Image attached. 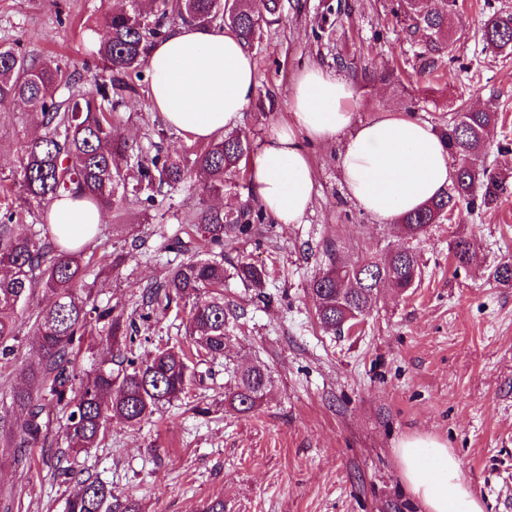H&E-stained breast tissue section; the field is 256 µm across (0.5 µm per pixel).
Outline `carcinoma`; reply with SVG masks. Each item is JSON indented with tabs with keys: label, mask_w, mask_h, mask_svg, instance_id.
I'll use <instances>...</instances> for the list:
<instances>
[{
	"label": "carcinoma",
	"mask_w": 512,
	"mask_h": 512,
	"mask_svg": "<svg viewBox=\"0 0 512 512\" xmlns=\"http://www.w3.org/2000/svg\"><path fill=\"white\" fill-rule=\"evenodd\" d=\"M400 0L396 13L418 36L415 56L421 70L431 72L448 53V0ZM265 14L255 15L252 0H131L130 7L104 19L105 35L98 43L101 75L87 89L63 95L73 76L52 57L36 60L12 47H0V107L21 103L26 119L42 133L22 145L18 181L23 204L41 207L38 224H26L14 212L0 218V354L13 351L18 341L16 318L30 307L37 295L42 301L30 314L38 359L24 369L25 382L9 394L10 406L23 420L16 427L0 429V436L20 447L36 443L44 433L41 418L46 399L66 413L64 439L67 451L77 454L96 447L107 426L115 421L135 426L155 408L188 392L196 379L194 364L182 349L159 347L146 360L131 356L134 321H126L112 308L97 304L88 282L91 260L87 247L65 250L57 236L45 231L47 212L65 193H83L109 214L112 198L126 188L122 163L138 172V184L156 191L174 189L193 174L202 181V191L224 192V182L249 162L253 145L236 131H226L203 147L183 153H168L154 143L142 151L115 133L112 112L122 103L119 92H137L134 84L105 79L117 71L127 77L148 66L155 40L166 36L164 19L174 11L184 22L227 29L251 50L264 30L283 21L285 0H263ZM485 47L512 51V14H493L481 29ZM461 117L440 128L452 158L457 161L450 189L417 211L400 218L398 229L417 239L433 224H440L458 210L488 209L498 204L506 177L494 174L480 163L486 130L498 121V113L460 110ZM265 219L261 206L250 204L238 210L200 207L190 217L206 245L221 252L215 257L193 258L174 266L163 282L143 291L140 315L151 318L156 307L190 303L186 333L195 349L212 358L224 355L225 325L233 311L224 302V244L252 236ZM455 265L465 267L474 256V244L457 238L451 247ZM328 262L309 281L320 326L338 334L365 319L376 307L381 293H402L421 281L422 268L416 250L402 248L386 255L368 253L356 261L340 258V248L326 245ZM234 275L249 288L263 287L266 271L253 263L234 266ZM105 328L100 342L111 356L91 365L81 378L71 369L74 350L93 338L97 325ZM270 385L267 368L252 364L224 391V400L239 413L253 411ZM58 474L76 483L66 512H138L129 497L112 493L97 480L83 479L68 466L57 465Z\"/></svg>",
	"instance_id": "1"
}]
</instances>
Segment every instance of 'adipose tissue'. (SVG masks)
Masks as SVG:
<instances>
[{
    "label": "adipose tissue",
    "instance_id": "ef3b65f1",
    "mask_svg": "<svg viewBox=\"0 0 512 512\" xmlns=\"http://www.w3.org/2000/svg\"><path fill=\"white\" fill-rule=\"evenodd\" d=\"M148 67L153 112L195 143L236 126L256 86L255 61L234 34L189 22L173 27L154 45ZM356 93L352 81L316 65L296 76L288 119L263 142L251 167L258 201L275 223H300L311 205L309 140L339 141L346 193L378 223H395L447 189L448 151L436 129L395 108L354 124L350 104ZM102 221L97 206L68 193L48 213L53 233L68 247L89 243ZM396 454L404 482L423 512H483L447 444L413 437L402 441Z\"/></svg>",
    "mask_w": 512,
    "mask_h": 512
}]
</instances>
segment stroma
Here are the masks:
<instances>
[{"mask_svg": "<svg viewBox=\"0 0 512 512\" xmlns=\"http://www.w3.org/2000/svg\"><path fill=\"white\" fill-rule=\"evenodd\" d=\"M119 0H0V45L32 57L53 56L89 87L92 55L105 14ZM397 0H290L283 22L265 30L252 51L256 87L237 129L253 144L286 118L295 76L319 65L351 79L356 71L390 67L401 84L360 86L351 108L356 122L396 106L433 126L464 106L498 112L482 161L505 174L509 190L494 209L456 211L416 241L422 280L407 294L385 291L359 331L328 334L319 326L308 290L326 260L325 246L342 243L354 261L367 253L408 246L397 227L374 221L346 194L338 143L307 146L315 171L312 204L299 224H274L237 240L225 264L263 266L264 298L238 279L224 283L237 316L226 328L224 355L199 362L203 380L180 399L159 405L140 425L110 424L99 447L73 459L75 469L114 494L132 496L139 512H202L223 499L224 512H421L404 485L395 450L411 436L447 442L462 478L484 512H512V285L490 280L492 267L512 262V53L485 51L484 21L512 13V0H455L448 54L433 74L417 72L413 44ZM114 114L118 135L134 146L157 142L160 122L149 105L148 76L137 79ZM35 132L20 108H0V215L17 208L10 186L19 177L20 147ZM241 177L221 197H204L199 179L156 194L118 193L94 244L93 293L99 305L135 319L133 349L144 356L185 346L186 311L140 319L143 289L161 282L170 265L197 254L187 236L201 202L238 208L251 200ZM474 241L471 266L456 268L451 244ZM126 252L119 268L111 255ZM18 343L0 360V415L20 385L24 364L38 350L27 314L18 317ZM260 363L271 388L250 413L224 402L234 371ZM205 414L193 413V406ZM45 439L27 448L0 440V512H65L75 483L58 477L66 448L62 415L47 405Z\"/></svg>", "mask_w": 512, "mask_h": 512, "instance_id": "stroma-1", "label": "stroma"}]
</instances>
